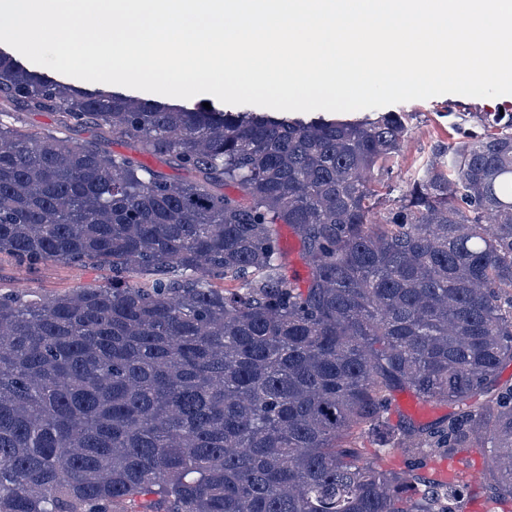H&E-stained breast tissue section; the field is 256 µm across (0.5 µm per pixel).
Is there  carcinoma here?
Returning a JSON list of instances; mask_svg holds the SVG:
<instances>
[{
	"mask_svg": "<svg viewBox=\"0 0 512 512\" xmlns=\"http://www.w3.org/2000/svg\"><path fill=\"white\" fill-rule=\"evenodd\" d=\"M8 106L90 119L187 176L0 123V255L107 274L0 293V512H464L470 486L362 459L345 441L362 426L417 459L483 449L482 488L512 504L511 112L485 113L382 217L372 172L402 148L398 112L86 92L0 49ZM397 390L450 411L393 424ZM281 247L287 262L288 276L301 288H305L309 276V266L304 257L300 239L287 225L279 228Z\"/></svg>",
	"mask_w": 512,
	"mask_h": 512,
	"instance_id": "obj_1",
	"label": "carcinoma"
}]
</instances>
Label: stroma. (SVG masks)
I'll return each instance as SVG.
<instances>
[{
    "instance_id": "obj_1",
    "label": "stroma",
    "mask_w": 512,
    "mask_h": 512,
    "mask_svg": "<svg viewBox=\"0 0 512 512\" xmlns=\"http://www.w3.org/2000/svg\"><path fill=\"white\" fill-rule=\"evenodd\" d=\"M395 111L405 115L407 137L398 157L384 170H374L373 178L380 190L381 214H388L399 204L403 194L416 179L419 170L430 161L436 149L460 141L467 134L483 131L479 115L504 110L512 113V95L495 98H476L445 94L424 100L395 104ZM102 274L84 267H64L49 262L37 271H29L7 257H0V291L16 293L28 299H43L57 292L98 282ZM449 412L447 403L419 402L407 392L395 393L389 410L391 422L408 418L420 424L442 419ZM458 464L459 480L476 484L488 461L479 450L455 458L434 456L420 468L427 480H438L449 464Z\"/></svg>"
}]
</instances>
